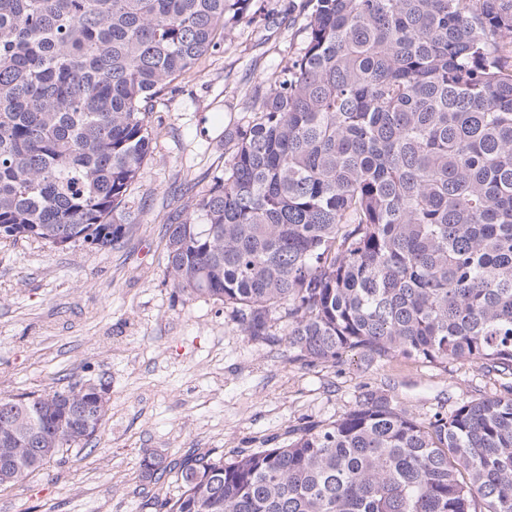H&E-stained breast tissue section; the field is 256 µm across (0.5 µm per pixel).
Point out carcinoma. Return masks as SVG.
Here are the masks:
<instances>
[{"label":"carcinoma","mask_w":512,"mask_h":512,"mask_svg":"<svg viewBox=\"0 0 512 512\" xmlns=\"http://www.w3.org/2000/svg\"><path fill=\"white\" fill-rule=\"evenodd\" d=\"M251 0H0V242L115 247L144 103ZM303 47L167 225L173 287L304 365L466 358L512 375V0H306ZM103 384L0 394L8 489L79 454ZM155 512H512V385L423 423L379 391L276 448L143 463Z\"/></svg>","instance_id":"cac0c4a2"}]
</instances>
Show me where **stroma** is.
<instances>
[{
  "mask_svg": "<svg viewBox=\"0 0 512 512\" xmlns=\"http://www.w3.org/2000/svg\"><path fill=\"white\" fill-rule=\"evenodd\" d=\"M304 0H252L221 46L148 103L153 155L126 197L131 226L119 248L0 244V393L70 381L109 387L89 449L0 492V512H154L175 478L146 486L141 464L159 450L232 457L285 443L291 429L352 409L365 389L425 421L501 391L512 377L462 359L336 364L290 361L285 343L242 336L223 305L180 293L166 276V224L223 175L224 136L255 115L271 73L305 40Z\"/></svg>",
  "mask_w": 512,
  "mask_h": 512,
  "instance_id": "obj_1",
  "label": "stroma"
}]
</instances>
